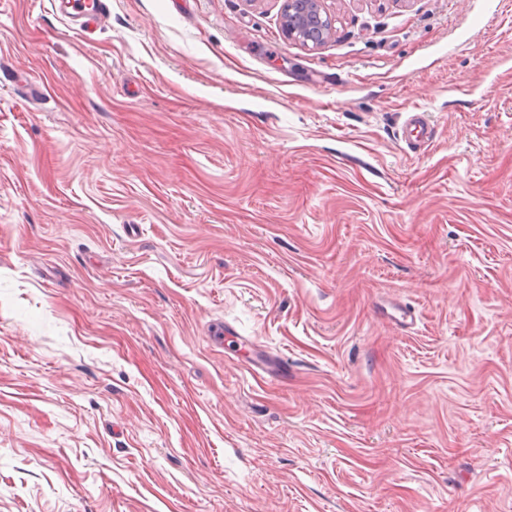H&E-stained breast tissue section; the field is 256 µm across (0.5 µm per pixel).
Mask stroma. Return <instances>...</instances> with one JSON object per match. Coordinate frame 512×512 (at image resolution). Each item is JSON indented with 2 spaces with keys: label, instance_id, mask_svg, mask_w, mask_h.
Listing matches in <instances>:
<instances>
[{
  "label": "stroma",
  "instance_id": "35a3bbf8",
  "mask_svg": "<svg viewBox=\"0 0 512 512\" xmlns=\"http://www.w3.org/2000/svg\"><path fill=\"white\" fill-rule=\"evenodd\" d=\"M282 4L0 0V512H512V0ZM53 5L57 11L73 21L84 19L80 23V30H83V27L100 21L106 2L105 0H54ZM323 4V0H284L281 17L286 34L306 47L321 45L326 40L323 39V29L318 24L323 13L325 16L327 14ZM299 30L305 32L303 38L297 35ZM433 130L423 112H411L401 128V140L408 147L428 148L432 143Z\"/></svg>",
  "mask_w": 512,
  "mask_h": 512
}]
</instances>
